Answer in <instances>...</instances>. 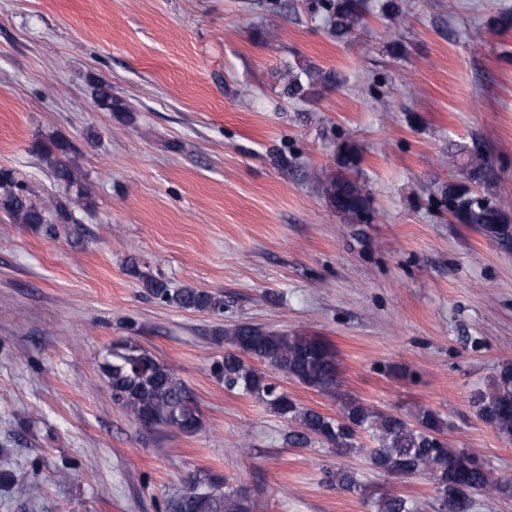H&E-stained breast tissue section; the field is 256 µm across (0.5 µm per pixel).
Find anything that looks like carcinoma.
Listing matches in <instances>:
<instances>
[{"mask_svg": "<svg viewBox=\"0 0 512 512\" xmlns=\"http://www.w3.org/2000/svg\"><path fill=\"white\" fill-rule=\"evenodd\" d=\"M333 32L344 37L363 22L361 0H328ZM52 176L83 189L81 172L74 160L75 147L63 138H51L37 146ZM464 168L472 181L488 172L483 144L473 143ZM337 211L357 215L367 208L359 181L338 173L326 185ZM503 198L490 205L468 192L448 189V208L462 224L492 232L508 223ZM0 211L14 224L74 223L71 201L58 198L42 207L31 199L29 187L13 172L0 170ZM147 286L162 304L213 314H224V298L206 290L184 287L171 290L151 279ZM224 343V359L213 367L224 389L250 396L287 423L285 443L296 448L318 446L338 456L364 454L377 471L393 477L427 475L435 494L422 502L390 495L363 499L370 512H472L477 494L512 496V480L496 478L479 456L448 444L447 421L440 413L421 407L410 418L347 398L340 390L336 350L324 339L296 331L269 330L238 324L216 336ZM103 372L112 402L146 429L171 428L193 435L201 427L197 400L166 363L139 344L126 340L109 348ZM282 375L321 393L336 397L335 416L299 405L280 389L275 376ZM477 416L499 437L512 442V364L499 366L492 382L471 396ZM367 438L373 443H362ZM324 481L340 491L363 492L358 472L339 466L324 474ZM165 512H252L250 500L226 481L188 476L186 486L165 500Z\"/></svg>", "mask_w": 512, "mask_h": 512, "instance_id": "obj_1", "label": "carcinoma"}]
</instances>
